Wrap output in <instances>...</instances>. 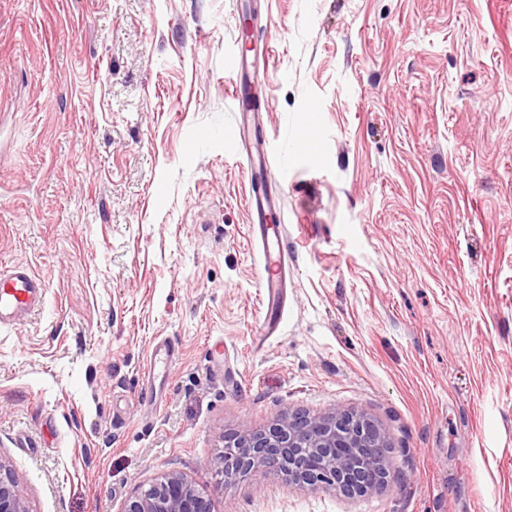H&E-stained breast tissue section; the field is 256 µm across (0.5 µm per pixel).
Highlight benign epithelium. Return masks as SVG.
<instances>
[{
    "label": "benign epithelium",
    "instance_id": "benign-epithelium-1",
    "mask_svg": "<svg viewBox=\"0 0 512 512\" xmlns=\"http://www.w3.org/2000/svg\"><path fill=\"white\" fill-rule=\"evenodd\" d=\"M385 447L381 428L363 414L288 412L265 429H244L230 437L210 466L224 474L227 484L276 473L290 484L361 496L384 487ZM0 512H29L9 474L0 476ZM125 512H212V504L182 475L170 473L134 496Z\"/></svg>",
    "mask_w": 512,
    "mask_h": 512
}]
</instances>
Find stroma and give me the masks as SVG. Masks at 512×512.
<instances>
[{"mask_svg": "<svg viewBox=\"0 0 512 512\" xmlns=\"http://www.w3.org/2000/svg\"><path fill=\"white\" fill-rule=\"evenodd\" d=\"M252 7L290 267L270 336L226 148ZM18 263L46 288L0 328V460L29 512H124L171 472L214 512H512V0H0ZM338 410L384 433L376 494L210 465L226 435Z\"/></svg>", "mask_w": 512, "mask_h": 512, "instance_id": "obj_1", "label": "stroma"}]
</instances>
